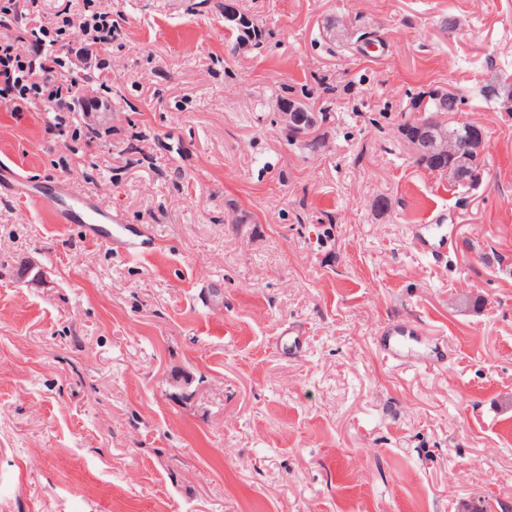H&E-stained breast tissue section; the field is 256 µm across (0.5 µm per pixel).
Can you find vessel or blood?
Here are the masks:
<instances>
[{"instance_id": "1", "label": "vessel or blood", "mask_w": 512, "mask_h": 512, "mask_svg": "<svg viewBox=\"0 0 512 512\" xmlns=\"http://www.w3.org/2000/svg\"><path fill=\"white\" fill-rule=\"evenodd\" d=\"M9 184L13 190L27 197L30 204L47 206L55 223L84 225L85 235L90 241L114 240L122 243L123 251L128 256H142L140 245L133 239L124 237L119 216L102 209L91 196L70 191L61 199L16 171L11 172Z\"/></svg>"}]
</instances>
